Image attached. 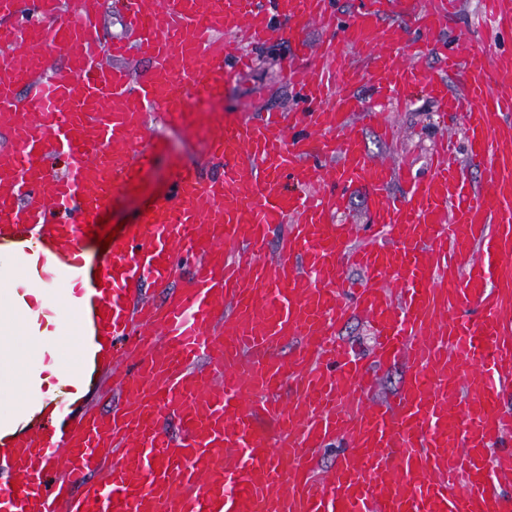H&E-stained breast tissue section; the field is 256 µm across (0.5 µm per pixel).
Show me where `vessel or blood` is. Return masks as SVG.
<instances>
[{"label": "vessel or blood", "mask_w": 512, "mask_h": 512, "mask_svg": "<svg viewBox=\"0 0 512 512\" xmlns=\"http://www.w3.org/2000/svg\"><path fill=\"white\" fill-rule=\"evenodd\" d=\"M394 4L358 0L344 20L333 0H127L105 45V0H0V242L50 245L79 270L89 224L156 152L148 112L206 129L202 164L173 171L86 281L118 402L0 448V512H512L498 490L512 475L498 451L512 436V52L484 47L512 35V0H484L465 49L430 38L459 0H414L390 22ZM312 25L341 43L335 64L311 59ZM240 28L294 43L306 111L201 124L200 104L251 64ZM361 81L377 103L420 92L462 113L466 158L441 141L406 179L370 156L359 129L391 145L399 132L360 104ZM360 187L368 223L338 221ZM355 314L371 356L338 337ZM398 361L403 387L374 399ZM336 443L322 471L315 452Z\"/></svg>", "instance_id": "vessel-or-blood-1"}]
</instances>
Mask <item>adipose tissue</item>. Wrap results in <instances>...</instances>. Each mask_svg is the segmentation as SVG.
Returning a JSON list of instances; mask_svg holds the SVG:
<instances>
[{"label": "adipose tissue", "instance_id": "1", "mask_svg": "<svg viewBox=\"0 0 512 512\" xmlns=\"http://www.w3.org/2000/svg\"><path fill=\"white\" fill-rule=\"evenodd\" d=\"M50 248L0 245V445L79 405L91 385L82 315L90 301Z\"/></svg>", "mask_w": 512, "mask_h": 512}]
</instances>
